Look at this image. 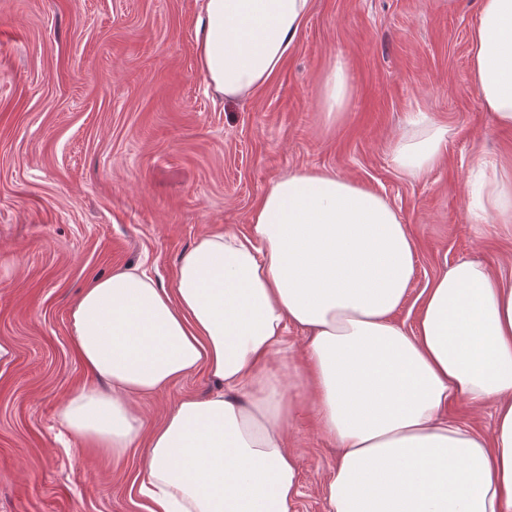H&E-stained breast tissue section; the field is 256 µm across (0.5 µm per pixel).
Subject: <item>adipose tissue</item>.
<instances>
[{
	"label": "adipose tissue",
	"mask_w": 512,
	"mask_h": 512,
	"mask_svg": "<svg viewBox=\"0 0 512 512\" xmlns=\"http://www.w3.org/2000/svg\"><path fill=\"white\" fill-rule=\"evenodd\" d=\"M311 0H204L198 65L217 93L264 85L297 42ZM484 107L512 126V0H480L470 35ZM394 148L418 178L445 129L425 112ZM470 190L474 223L512 222V181ZM416 244L389 199L326 172L289 174L254 206L247 233L202 237L172 287L138 270L93 281L70 312L90 376L60 409L81 444L121 458L147 441L139 493L148 512H296L300 477L288 428L303 407L337 444L330 512H512V283L476 260L439 273L417 325L404 303ZM307 336L296 377L307 405L266 364ZM206 371L216 392L181 400L146 430L139 397ZM494 406L481 434L448 421L450 402Z\"/></svg>",
	"instance_id": "1"
}]
</instances>
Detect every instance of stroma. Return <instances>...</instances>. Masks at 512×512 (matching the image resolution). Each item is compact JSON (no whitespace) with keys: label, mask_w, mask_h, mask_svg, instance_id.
I'll use <instances>...</instances> for the list:
<instances>
[{"label":"stroma","mask_w":512,"mask_h":512,"mask_svg":"<svg viewBox=\"0 0 512 512\" xmlns=\"http://www.w3.org/2000/svg\"><path fill=\"white\" fill-rule=\"evenodd\" d=\"M203 0H0V512H145L146 444L119 460L70 438L58 412L87 380L70 311L128 269L171 284L208 234L246 230L283 175L333 171L385 195L417 243L405 303L446 267L479 260L512 281V223L469 216L472 161L512 169V127L471 78L480 0H312L279 71L235 99L197 66ZM343 62L349 98L322 110ZM446 127L439 164L403 174L410 112ZM214 385L199 371L141 399L147 426ZM298 512H329L339 450L314 412L289 427Z\"/></svg>","instance_id":"obj_1"}]
</instances>
